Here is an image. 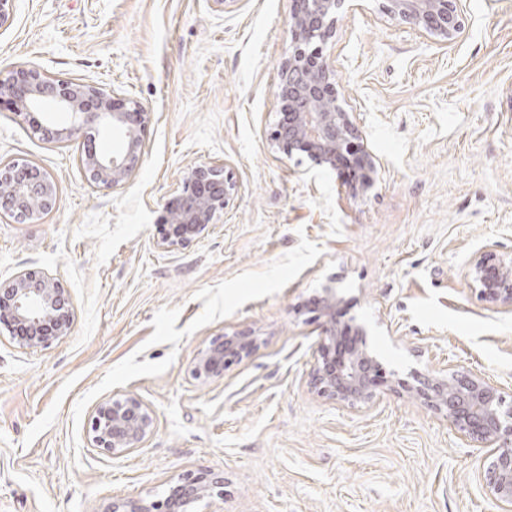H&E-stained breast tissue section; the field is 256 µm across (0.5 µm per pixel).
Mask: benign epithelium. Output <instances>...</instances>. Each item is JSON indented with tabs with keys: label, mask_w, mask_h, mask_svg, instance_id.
Instances as JSON below:
<instances>
[{
	"label": "benign epithelium",
	"mask_w": 512,
	"mask_h": 512,
	"mask_svg": "<svg viewBox=\"0 0 512 512\" xmlns=\"http://www.w3.org/2000/svg\"><path fill=\"white\" fill-rule=\"evenodd\" d=\"M347 0H290V42L277 68L274 94L280 103L271 145L288 155L307 157L313 165L335 169L357 168L361 188L373 185L381 167L378 156L363 143L357 113L345 107L336 81V69L322 45L336 32L340 10ZM460 0H383L381 11L391 19L421 29L446 42L461 33ZM8 100L12 112L33 131L59 144L93 141L102 130L121 134L122 147L110 154L93 147L80 157L88 182L98 189L124 186L145 153L150 113L135 99L109 92L93 83L59 78L36 67H20L0 78V102ZM68 112L73 122L61 129L43 124L47 108ZM236 193V184L224 164L208 162L190 168L179 194L164 207L160 219L161 243L185 248L217 223ZM58 199L53 178L36 166L0 163V218L35 220L52 211ZM468 277L479 298L496 308L512 310V257L487 251L474 258ZM341 299L327 287L315 308L325 317L318 340V357L311 374L318 394L350 406L367 405L388 383L377 357L363 342L356 326L352 343L345 345L346 327L336 324ZM74 314L65 289L46 274L25 269L5 286L0 285V330L18 339L20 347L34 350L68 335ZM256 347L252 334L225 335L199 353L195 374L217 377L227 358L242 359ZM411 397L443 415L455 434L476 448L490 449L487 494L498 512H512V405H505L501 388L473 374L460 377L443 370L426 375L408 388ZM152 413L135 397L99 404L91 420L90 442L96 448L125 453L152 433ZM217 481L207 473L178 478L162 504L128 499L106 512H194L196 503L209 496Z\"/></svg>",
	"instance_id": "1"
}]
</instances>
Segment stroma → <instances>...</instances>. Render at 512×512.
Instances as JSON below:
<instances>
[{
    "instance_id": "obj_1",
    "label": "stroma",
    "mask_w": 512,
    "mask_h": 512,
    "mask_svg": "<svg viewBox=\"0 0 512 512\" xmlns=\"http://www.w3.org/2000/svg\"><path fill=\"white\" fill-rule=\"evenodd\" d=\"M289 0H15L0 75L30 64L138 100L141 168L100 190L82 143L43 140L0 110V161L56 181L36 222L0 220V283L36 269L73 305L71 333L24 350L0 333V512H105L163 502L181 476L220 485L198 512H494L481 449L402 383L482 374L512 401V311L477 299L480 253L512 255V0H462L442 43L343 7L325 52L383 167L368 192L346 169L271 149ZM222 162L237 192L219 224L167 249L157 223L187 168ZM333 284L338 321L365 325L396 383L373 404L318 395L310 372ZM235 331L254 353L192 373ZM134 396L155 426L140 448L90 445L102 402Z\"/></svg>"
}]
</instances>
